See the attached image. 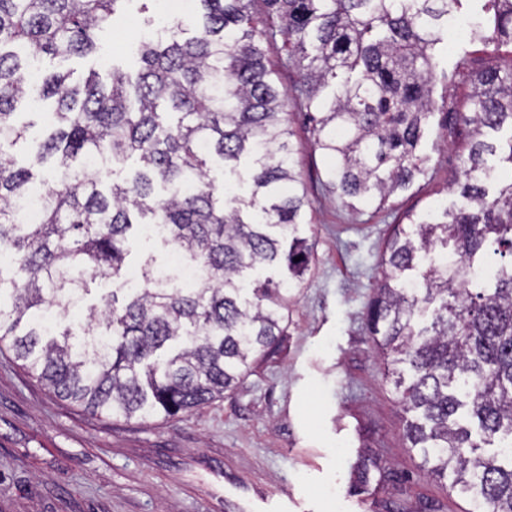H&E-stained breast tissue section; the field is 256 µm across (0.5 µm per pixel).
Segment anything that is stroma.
<instances>
[{
	"mask_svg": "<svg viewBox=\"0 0 512 512\" xmlns=\"http://www.w3.org/2000/svg\"><path fill=\"white\" fill-rule=\"evenodd\" d=\"M101 33L96 54L39 68L135 72L131 49ZM288 101L296 167L307 189L311 270L296 290L282 350L234 391L173 419L125 421L55 397L11 354L0 353V512H470L467 498L432 479L403 436L401 406L366 328L365 307L392 224L426 216L459 169L448 112L468 111L469 68L512 62V48L457 39L437 53L434 116L419 147L426 163L384 209H350L328 191L281 41L265 46ZM120 276L96 278L87 302L141 291L139 262H164L162 242L133 235ZM368 463V481L356 478Z\"/></svg>",
	"mask_w": 512,
	"mask_h": 512,
	"instance_id": "1",
	"label": "stroma"
}]
</instances>
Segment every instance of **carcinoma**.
I'll return each mask as SVG.
<instances>
[{"label":"carcinoma","instance_id":"obj_1","mask_svg":"<svg viewBox=\"0 0 512 512\" xmlns=\"http://www.w3.org/2000/svg\"><path fill=\"white\" fill-rule=\"evenodd\" d=\"M124 2L0 0V250L15 272L0 274V351L95 414L175 418L280 351L312 260L307 192L264 44L281 37L301 73L328 189L347 207L381 209L422 172L436 48L463 0H263L261 13L253 0H196L193 36L176 25L139 38L136 75L114 68L108 85L94 72L81 85L68 72L46 75L52 131L31 166L17 164L32 126L16 112L31 61L94 52ZM483 2L470 38L512 46V0ZM468 101L470 114H455L461 204L392 226L367 329L412 414L408 447L450 489L476 491L485 512H512V458L503 465L497 451L512 437V65L473 70ZM505 127L507 138L494 137ZM93 154L139 168L118 182L112 169L87 170ZM213 155L232 172L247 161L248 193L227 195L211 179ZM49 161L41 221L28 224L32 168ZM144 224L163 225L164 241L197 263L198 286L160 283L147 258L141 293L87 305L80 335L47 330L49 307L67 312L89 282L120 273L128 232ZM450 243L455 265L420 270L422 255ZM484 265L496 278L474 280ZM264 267L286 278L244 296V273Z\"/></svg>","mask_w":512,"mask_h":512}]
</instances>
